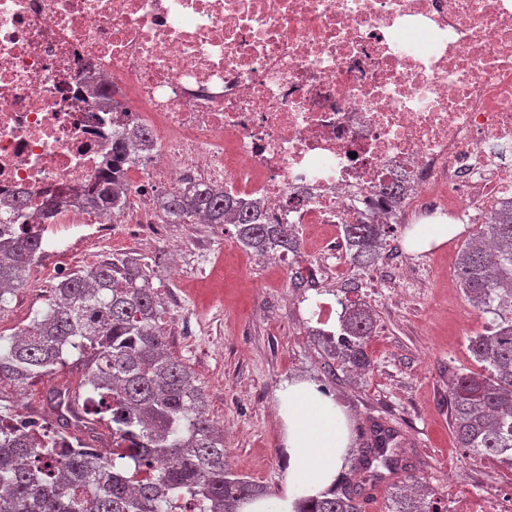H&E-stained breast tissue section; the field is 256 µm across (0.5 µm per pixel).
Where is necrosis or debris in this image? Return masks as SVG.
<instances>
[{"mask_svg": "<svg viewBox=\"0 0 512 512\" xmlns=\"http://www.w3.org/2000/svg\"><path fill=\"white\" fill-rule=\"evenodd\" d=\"M140 129L124 209L148 244L159 188L201 181L278 224L489 223L512 199V0H0V242L50 199L116 238L86 198ZM397 179L398 208L377 195Z\"/></svg>", "mask_w": 512, "mask_h": 512, "instance_id": "obj_1", "label": "necrosis or debris"}]
</instances>
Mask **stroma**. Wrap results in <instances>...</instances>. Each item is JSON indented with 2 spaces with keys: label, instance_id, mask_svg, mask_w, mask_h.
<instances>
[{
  "label": "stroma",
  "instance_id": "stroma-1",
  "mask_svg": "<svg viewBox=\"0 0 512 512\" xmlns=\"http://www.w3.org/2000/svg\"><path fill=\"white\" fill-rule=\"evenodd\" d=\"M464 236L427 253L404 252L395 267L385 261L354 269L343 257L322 250L324 229L297 228L300 251L269 260L240 247L225 233L214 248L211 224H172L166 247L178 251L177 264L158 261L151 247L122 244L104 251L103 261L137 258L149 266L164 301L163 323L174 355L200 379L209 417L224 429V456L234 471L284 492L283 423L276 393L282 385L308 382L324 389L347 414L350 447L376 421L395 427L415 482L435 498L448 494V475L478 476L512 486V470L492 459L470 457L457 448L448 427V371L476 370L467 349L469 322L484 314L472 308L452 275ZM313 272L316 285H291L295 269ZM365 301L377 320L369 340L372 369L359 379L325 378L321 330L338 331L339 314L316 323L318 303L341 296ZM85 363L70 356L52 376L18 386L0 385V414L18 402L40 406L58 386H72Z\"/></svg>",
  "mask_w": 512,
  "mask_h": 512
}]
</instances>
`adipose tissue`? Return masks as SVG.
<instances>
[{
  "label": "adipose tissue",
  "instance_id": "adipose-tissue-1",
  "mask_svg": "<svg viewBox=\"0 0 512 512\" xmlns=\"http://www.w3.org/2000/svg\"><path fill=\"white\" fill-rule=\"evenodd\" d=\"M286 432L285 492L247 504L244 512H292L293 502L329 488L349 445V421L341 407L309 383L285 386L277 398Z\"/></svg>",
  "mask_w": 512,
  "mask_h": 512
}]
</instances>
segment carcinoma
Segmentation results:
<instances>
[{
  "label": "carcinoma",
  "instance_id": "1",
  "mask_svg": "<svg viewBox=\"0 0 512 512\" xmlns=\"http://www.w3.org/2000/svg\"><path fill=\"white\" fill-rule=\"evenodd\" d=\"M126 139L112 140V163L101 172L92 209H120L117 184L128 158ZM169 224L202 216L230 224L242 247L260 255L295 254L296 228L268 224L207 183L172 189L162 203ZM392 225L363 218L341 225V250L362 270L378 262ZM38 234L22 233L0 244V314L43 252ZM458 286L474 309L492 314L484 331L468 337L467 349L480 370L448 371V419L465 454L496 460L512 469V201L495 206L489 224L466 240L456 261ZM163 306L147 264L116 259L78 270L54 287V303L26 332L0 345V384L22 386L48 377L76 353L89 361L91 389L65 396L68 408L88 416L128 443L119 463L100 465L79 437L61 440L55 423L37 436L10 427L0 415V512H168L182 499L189 512H242L268 496L267 488L232 472L224 460V431L206 413L199 378L168 348ZM372 309L361 300L342 305L339 333H321L324 366L366 375ZM398 433L376 423L351 449L350 475L332 489L294 502L293 512H363L375 482L409 465L399 459ZM387 512H438L429 493L391 484Z\"/></svg>",
  "mask_w": 512,
  "mask_h": 512
}]
</instances>
